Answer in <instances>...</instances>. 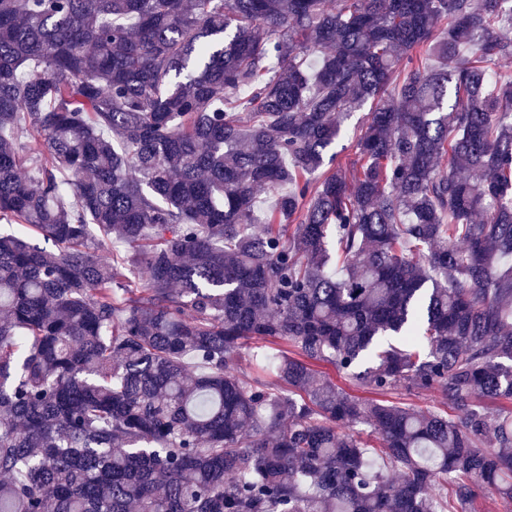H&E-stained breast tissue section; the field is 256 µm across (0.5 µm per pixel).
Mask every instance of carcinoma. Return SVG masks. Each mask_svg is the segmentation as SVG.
<instances>
[{
  "instance_id": "obj_1",
  "label": "carcinoma",
  "mask_w": 512,
  "mask_h": 512,
  "mask_svg": "<svg viewBox=\"0 0 512 512\" xmlns=\"http://www.w3.org/2000/svg\"><path fill=\"white\" fill-rule=\"evenodd\" d=\"M510 61L512 0H0V512L512 503ZM368 111L369 104L366 105L361 110L353 112L351 117L345 123V126L348 127V135L347 137H345V139L340 140L335 149L336 151H340L338 159H340L343 164L349 165L355 160L354 150L351 147V138L353 137V134L355 133L357 127L363 123ZM384 398L389 400H399L415 405L416 407L426 409L434 406H442V400L437 392L433 391H407L399 390L392 394H387Z\"/></svg>"
}]
</instances>
